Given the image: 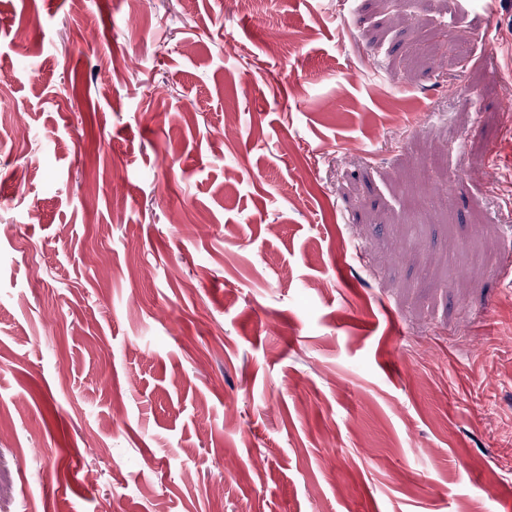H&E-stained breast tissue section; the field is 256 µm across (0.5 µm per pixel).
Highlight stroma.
Instances as JSON below:
<instances>
[{"mask_svg":"<svg viewBox=\"0 0 512 512\" xmlns=\"http://www.w3.org/2000/svg\"><path fill=\"white\" fill-rule=\"evenodd\" d=\"M467 2L0 0V512H512V0Z\"/></svg>","mask_w":512,"mask_h":512,"instance_id":"1","label":"stroma"}]
</instances>
